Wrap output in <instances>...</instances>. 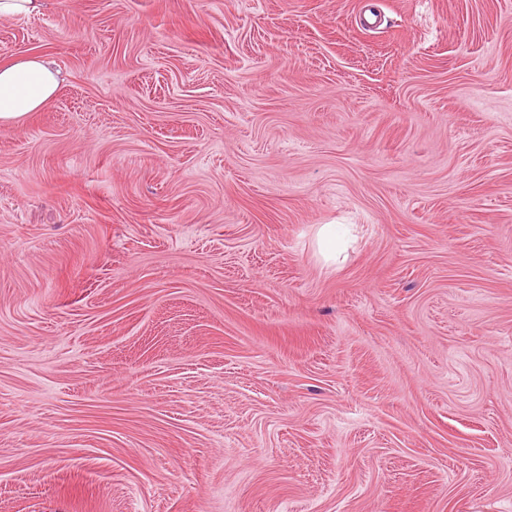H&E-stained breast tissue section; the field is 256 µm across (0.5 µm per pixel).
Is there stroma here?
<instances>
[{
  "mask_svg": "<svg viewBox=\"0 0 512 512\" xmlns=\"http://www.w3.org/2000/svg\"><path fill=\"white\" fill-rule=\"evenodd\" d=\"M30 53L0 512H512V0H49Z\"/></svg>",
  "mask_w": 512,
  "mask_h": 512,
  "instance_id": "35a3bbf8",
  "label": "stroma"
}]
</instances>
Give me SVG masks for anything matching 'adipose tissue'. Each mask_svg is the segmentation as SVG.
Instances as JSON below:
<instances>
[{"mask_svg": "<svg viewBox=\"0 0 512 512\" xmlns=\"http://www.w3.org/2000/svg\"><path fill=\"white\" fill-rule=\"evenodd\" d=\"M61 84L58 70L39 54L0 62V126L20 124L41 110Z\"/></svg>", "mask_w": 512, "mask_h": 512, "instance_id": "obj_1", "label": "adipose tissue"}]
</instances>
